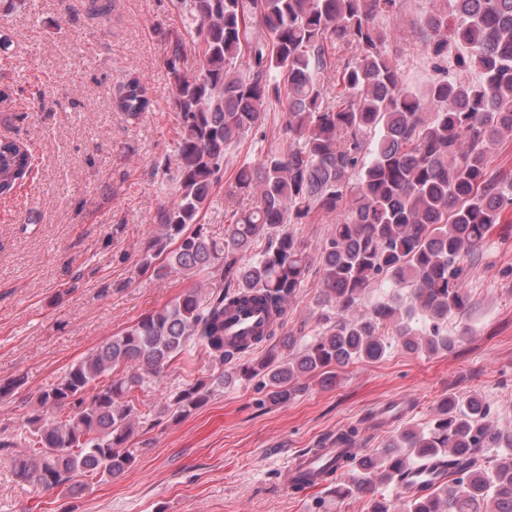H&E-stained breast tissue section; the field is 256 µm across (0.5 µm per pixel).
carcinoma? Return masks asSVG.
<instances>
[{
  "label": "carcinoma",
  "instance_id": "cac0c4a2",
  "mask_svg": "<svg viewBox=\"0 0 512 512\" xmlns=\"http://www.w3.org/2000/svg\"><path fill=\"white\" fill-rule=\"evenodd\" d=\"M396 5L176 0L201 67L194 79L183 76V37L170 35L179 178L138 269L206 272L221 284L206 299L186 289L42 390L24 418L28 451L10 459L18 479L53 489L129 471L137 449L126 444L140 424L135 391L191 341L214 364L236 361L241 376L259 379L260 406L294 401L307 375L332 383L340 367L383 358L392 326L409 352L438 354L460 341L448 335V317L467 310L465 283L480 246L512 211V173L491 167L493 150L512 135V0H433L422 17L433 76L422 92L404 84L378 24ZM84 8L111 19L112 0H85ZM116 103L131 120L148 110L140 75H129ZM272 107L285 113L287 145L240 166L229 190L251 205L225 213L230 227L219 241L201 220L224 154L263 131ZM30 166L27 145L0 139V197ZM334 213L340 218L314 260L293 225ZM314 262L323 302L335 310L325 332L283 361L224 351V318L235 308H263L268 319L256 336H276ZM382 283L409 290L407 310L392 298L366 301ZM222 386V373L187 384L158 414L185 418ZM489 416L476 394L445 396L426 428H405L376 453L344 458L336 468L346 478L328 484L340 499L372 495L369 512H512V425ZM427 467L436 478L421 490L397 503L375 497Z\"/></svg>",
  "mask_w": 512,
  "mask_h": 512
}]
</instances>
